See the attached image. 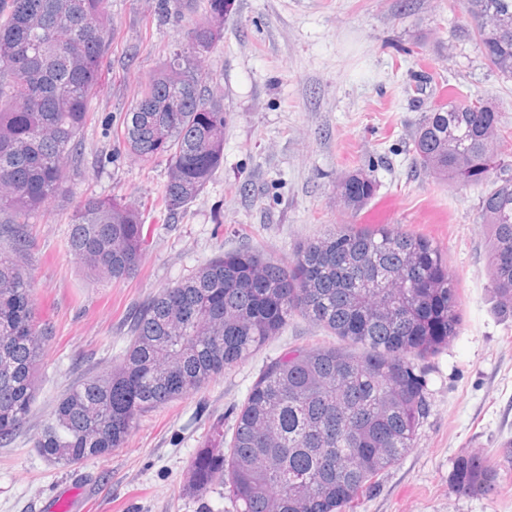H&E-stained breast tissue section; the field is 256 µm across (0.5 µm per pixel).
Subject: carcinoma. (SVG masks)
Masks as SVG:
<instances>
[{"mask_svg":"<svg viewBox=\"0 0 512 512\" xmlns=\"http://www.w3.org/2000/svg\"><path fill=\"white\" fill-rule=\"evenodd\" d=\"M232 0L209 15L138 91L115 136L141 160L166 158L160 195L167 218L195 199L224 163V103L197 59L220 38ZM485 59L512 79V0H463ZM105 0H10L0 20V447L27 422L53 327L40 320L22 259L28 219L82 173L80 141L112 40ZM425 113L412 137L421 169L453 184H480L498 167L500 116L482 100ZM356 211L376 182L357 171L338 181ZM489 228L491 291L512 316V175L479 200ZM150 235L139 212L88 196L69 225L70 255L99 279L138 271ZM296 316L339 345L293 347L272 359L240 408L225 449L204 447L184 485L200 497L227 489L239 512H345L372 480L414 447L427 412L415 360L457 336V289L440 247L397 228L342 224L274 260L256 248L223 253L153 294L131 317L118 360L63 394L34 447L75 466L121 448L146 414L200 389L278 336ZM498 469L461 455L451 480L490 493Z\"/></svg>","mask_w":512,"mask_h":512,"instance_id":"cac0c4a2","label":"carcinoma"}]
</instances>
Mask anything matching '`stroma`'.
<instances>
[{
    "mask_svg": "<svg viewBox=\"0 0 512 512\" xmlns=\"http://www.w3.org/2000/svg\"><path fill=\"white\" fill-rule=\"evenodd\" d=\"M207 9V0H194L190 11L163 19L157 0H106L115 35L82 135L83 172L66 198L29 221L24 262L37 311L55 333L29 421L0 448V512H47L63 488L80 491L85 512H235L220 487L202 499L183 495L186 473L214 428L232 435L269 360L291 346L332 343L310 319L294 318L199 391L143 416L110 456L64 468L33 442L68 386L111 365L131 313L159 288L246 243L272 258L293 254L371 216L390 196L400 201L391 226L442 249L462 323L445 348L417 363L429 411L414 448L346 512H512V317L498 312L490 289L483 188L426 174L409 150L425 111L453 90L496 107L506 137L499 161L512 167V79L482 55L460 0H234L222 38L199 62L230 115L224 164L168 222L158 208L166 159H135L112 128ZM355 171L369 173L377 189L351 213L336 184ZM91 194L122 198L154 229L128 280L97 279L66 249L73 208ZM474 443L499 472L489 494L450 480Z\"/></svg>",
    "mask_w": 512,
    "mask_h": 512,
    "instance_id": "1",
    "label": "stroma"
}]
</instances>
